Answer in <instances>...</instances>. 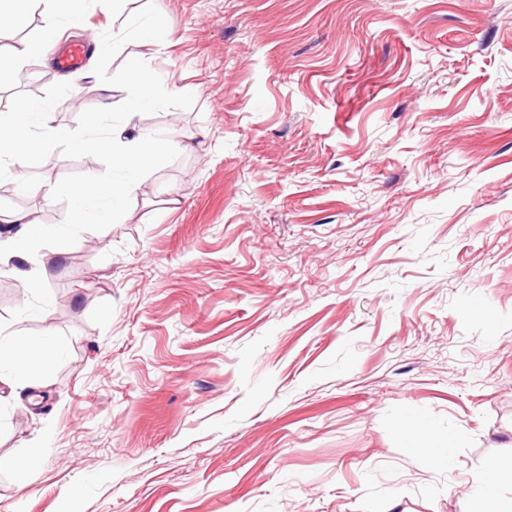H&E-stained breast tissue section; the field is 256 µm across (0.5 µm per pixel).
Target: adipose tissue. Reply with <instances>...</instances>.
Instances as JSON below:
<instances>
[{
    "instance_id": "ef3b65f1",
    "label": "adipose tissue",
    "mask_w": 512,
    "mask_h": 512,
    "mask_svg": "<svg viewBox=\"0 0 512 512\" xmlns=\"http://www.w3.org/2000/svg\"><path fill=\"white\" fill-rule=\"evenodd\" d=\"M13 0H0V59H7V67L0 69V83L17 80L27 61L41 53L43 42L56 38L61 25L79 26L90 7L89 0H60L59 4L42 10L40 28L42 38L24 41L15 35L16 19ZM127 84L138 93L133 108L124 122L109 135H96L90 123L70 128L56 126L54 109L50 102L20 99L10 109L0 113V181L9 180L16 165L23 163L33 146L55 140H65L77 148L108 154L114 168L124 173L115 181L98 174H89L83 186L73 193V205L83 224H105L114 211L123 208L142 183L146 160L162 163L170 149L182 148L176 132H169L165 146H158L154 131L141 127L135 118L139 107L149 103L155 94L156 78L147 65L134 61L124 74Z\"/></svg>"
}]
</instances>
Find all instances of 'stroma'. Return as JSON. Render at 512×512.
Segmentation results:
<instances>
[{
  "mask_svg": "<svg viewBox=\"0 0 512 512\" xmlns=\"http://www.w3.org/2000/svg\"><path fill=\"white\" fill-rule=\"evenodd\" d=\"M61 40L106 51L0 98L119 124L142 55L185 146L108 224L65 141L0 198L54 252L0 265V340H50L39 405L0 386V512H512V0H102Z\"/></svg>",
  "mask_w": 512,
  "mask_h": 512,
  "instance_id": "1",
  "label": "stroma"
}]
</instances>
